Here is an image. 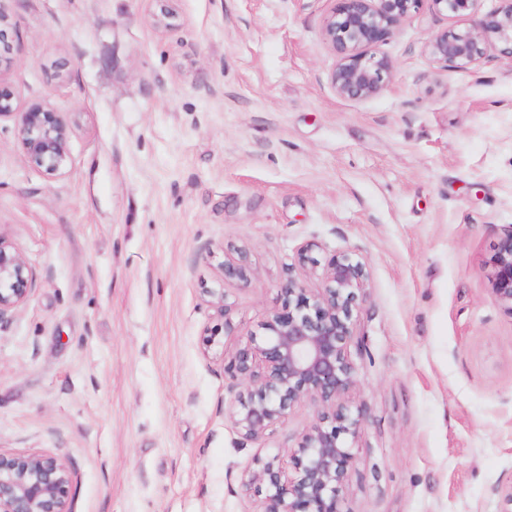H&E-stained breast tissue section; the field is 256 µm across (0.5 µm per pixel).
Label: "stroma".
Returning a JSON list of instances; mask_svg holds the SVG:
<instances>
[{
  "mask_svg": "<svg viewBox=\"0 0 512 512\" xmlns=\"http://www.w3.org/2000/svg\"><path fill=\"white\" fill-rule=\"evenodd\" d=\"M168 5L157 31V0H0V90L73 129L52 178L0 119V234L35 273L0 321V451L60 457L73 512H257L245 472L287 456L319 407L242 440L202 340L259 331L315 242L371 273L346 512H503L512 313L492 258L512 226V61L432 62L429 39L471 23L421 0L376 49L385 89L351 101L323 38L337 0ZM228 243L250 282L225 277Z\"/></svg>",
  "mask_w": 512,
  "mask_h": 512,
  "instance_id": "obj_1",
  "label": "stroma"
}]
</instances>
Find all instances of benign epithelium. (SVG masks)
<instances>
[{"instance_id": "obj_1", "label": "benign epithelium", "mask_w": 512, "mask_h": 512, "mask_svg": "<svg viewBox=\"0 0 512 512\" xmlns=\"http://www.w3.org/2000/svg\"><path fill=\"white\" fill-rule=\"evenodd\" d=\"M450 18H473L464 31L446 30L432 36L431 58L449 69H466L497 49L512 60V3L479 15L480 0H432ZM420 0H339L324 29V40L337 56L331 73L336 94L365 100L380 94L391 62L374 52L412 12ZM14 116L25 155L50 176L70 165L71 128L41 108L20 111L13 96L0 92V118ZM319 248H298L281 285L285 306L272 312L261 333L238 337L236 348L211 336L205 353L219 360L232 386L238 388L228 414L245 441L263 438L310 400L320 407L316 421L302 434L292 455L293 473L273 461L248 474L247 484L265 489L258 512H343L353 454L349 439L357 436L361 413L347 400L355 385L351 346L354 318L367 300L370 272L348 253L332 256L320 275L321 286L309 288L303 275L316 270ZM300 271L297 276L294 271ZM229 277L247 282L250 268L243 261L224 264ZM33 273L21 253L0 235V320L24 305L31 293ZM492 292L512 313V226L499 238L494 258ZM72 474L50 455L0 453V512H72Z\"/></svg>"}]
</instances>
